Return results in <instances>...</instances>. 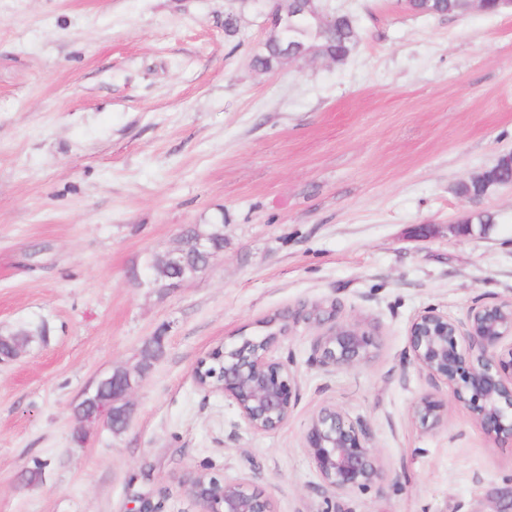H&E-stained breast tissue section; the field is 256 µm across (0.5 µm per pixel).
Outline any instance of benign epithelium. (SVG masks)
Wrapping results in <instances>:
<instances>
[{"label": "benign epithelium", "instance_id": "7a95c632", "mask_svg": "<svg viewBox=\"0 0 512 512\" xmlns=\"http://www.w3.org/2000/svg\"><path fill=\"white\" fill-rule=\"evenodd\" d=\"M214 234L199 232L184 245L165 254L166 271L181 281L205 273L218 254ZM282 333L264 348L245 351L240 345L219 346L224 375L209 393H221L239 411L241 420L256 433L283 427L296 404V378L288 365L271 358ZM376 342L356 325H336L317 338L320 365L351 368L372 357ZM408 349L415 363L431 378L450 389L454 401L468 410L476 425L490 438L512 440V302L473 306L466 322L428 308L412 320ZM143 376L142 366L120 367L87 390L76 407L82 423H103L111 429L116 415L129 420V396ZM447 404L434 393L423 394L412 406V419L425 432L440 429ZM305 448L323 486L333 496L378 486L388 480L367 429L345 413L324 407L314 416ZM190 494L203 512H274L270 496L251 488L246 478L203 475L189 483Z\"/></svg>", "mask_w": 512, "mask_h": 512}]
</instances>
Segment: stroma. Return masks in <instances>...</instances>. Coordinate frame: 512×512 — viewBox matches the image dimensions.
<instances>
[{
  "label": "stroma",
  "instance_id": "obj_1",
  "mask_svg": "<svg viewBox=\"0 0 512 512\" xmlns=\"http://www.w3.org/2000/svg\"><path fill=\"white\" fill-rule=\"evenodd\" d=\"M319 4L353 20L348 55L263 71L271 0H0V327L48 328L0 365V512H202L200 473L247 477L275 512L512 505V445L408 352L426 308L462 322L512 301V188L456 192L512 152V11ZM470 211L494 221L451 233ZM195 224L223 225V251L195 279L154 284V258ZM335 323L373 334L372 358L316 362ZM270 330L298 400L256 433L194 370ZM156 336L126 429L80 425L85 389ZM427 392L447 403L435 433L411 421ZM325 406L366 426L390 480L330 497L304 446Z\"/></svg>",
  "mask_w": 512,
  "mask_h": 512
}]
</instances>
